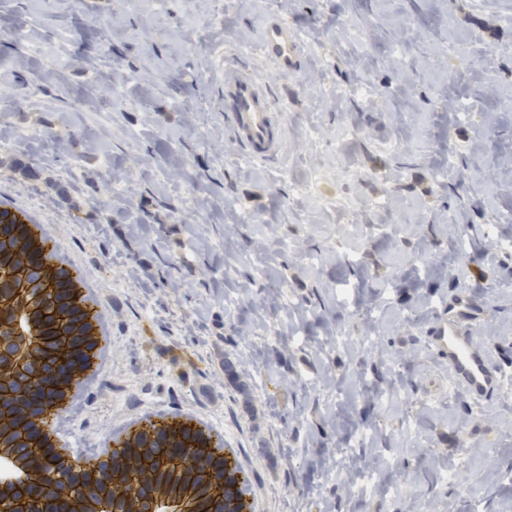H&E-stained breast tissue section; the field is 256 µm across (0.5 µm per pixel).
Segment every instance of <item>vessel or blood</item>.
<instances>
[{
	"mask_svg": "<svg viewBox=\"0 0 512 512\" xmlns=\"http://www.w3.org/2000/svg\"><path fill=\"white\" fill-rule=\"evenodd\" d=\"M301 46L297 30L272 17L260 35L266 72H257L238 58L224 63V128L241 157L269 161L283 154L287 124L273 87L275 79L297 70ZM478 320L469 300L459 298L426 331L431 348L446 360L453 385L477 404L496 394L503 382L491 348L473 336Z\"/></svg>",
	"mask_w": 512,
	"mask_h": 512,
	"instance_id": "1",
	"label": "vessel or blood"
}]
</instances>
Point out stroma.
<instances>
[{
  "instance_id": "35a3bbf8",
  "label": "stroma",
  "mask_w": 512,
  "mask_h": 512,
  "mask_svg": "<svg viewBox=\"0 0 512 512\" xmlns=\"http://www.w3.org/2000/svg\"><path fill=\"white\" fill-rule=\"evenodd\" d=\"M273 16L304 61L274 85L284 157L250 163L217 62L246 43L266 71ZM1 141L0 207L109 311L71 458L187 414L252 512H512V0H0ZM455 295L507 376L479 405L427 342ZM172 431L198 433L209 438L208 447L211 454L215 458L224 457V472L226 475L224 495L225 497H231V507L227 510L250 511V491L246 474L239 468L233 451L230 448H223L222 439L214 435L204 424L193 422L188 418L149 417L132 424L122 444L125 440L132 439L137 435H146L152 439L157 432L170 434Z\"/></svg>"
}]
</instances>
